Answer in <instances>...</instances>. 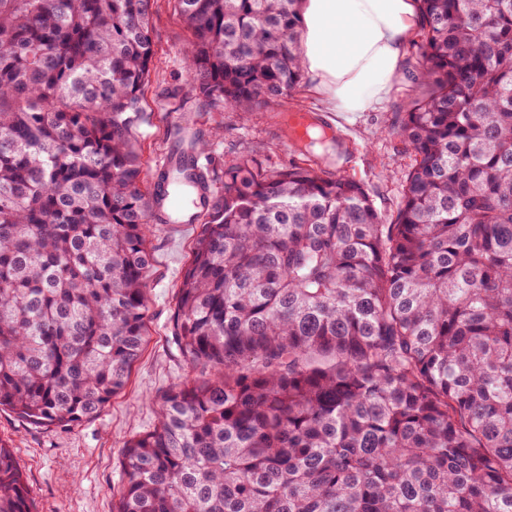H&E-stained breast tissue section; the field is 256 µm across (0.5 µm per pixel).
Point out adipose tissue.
Returning <instances> with one entry per match:
<instances>
[{
    "instance_id": "1",
    "label": "adipose tissue",
    "mask_w": 512,
    "mask_h": 512,
    "mask_svg": "<svg viewBox=\"0 0 512 512\" xmlns=\"http://www.w3.org/2000/svg\"><path fill=\"white\" fill-rule=\"evenodd\" d=\"M413 0H303V69L339 119L390 98L414 32Z\"/></svg>"
}]
</instances>
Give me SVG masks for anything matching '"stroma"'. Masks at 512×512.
I'll list each match as a JSON object with an SVG mask.
<instances>
[{
	"label": "stroma",
	"instance_id": "obj_1",
	"mask_svg": "<svg viewBox=\"0 0 512 512\" xmlns=\"http://www.w3.org/2000/svg\"><path fill=\"white\" fill-rule=\"evenodd\" d=\"M154 59L143 94L145 120L138 135L144 177L166 164L178 144L171 131L181 119L189 133L211 141L212 151L232 161L250 153L272 166L298 158L273 115L275 111L319 112L308 87L298 88L279 108H263L249 120L204 102L186 68L189 33L174 0H154ZM416 43H409L392 96L375 110L345 122V139L335 156L337 168L360 180L381 213L394 223L405 175L414 157L397 135L400 112L431 88L418 80ZM197 227L159 225L151 238L153 270L147 291L148 338L125 389L95 418L66 427L34 428L0 411V441L12 450L34 512H112L124 482V442L152 429L157 395L190 378L191 372L171 342L174 293L188 262Z\"/></svg>",
	"mask_w": 512,
	"mask_h": 512
}]
</instances>
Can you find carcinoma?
<instances>
[{"mask_svg": "<svg viewBox=\"0 0 512 512\" xmlns=\"http://www.w3.org/2000/svg\"><path fill=\"white\" fill-rule=\"evenodd\" d=\"M192 82L303 83L300 0H175ZM396 222L309 163L193 138L141 189L153 0H0V409L92 419L148 336L152 211L202 210L171 341L201 377L124 442L115 512H512V0H418ZM0 512H33L0 442Z\"/></svg>", "mask_w": 512, "mask_h": 512, "instance_id": "carcinoma-1", "label": "carcinoma"}]
</instances>
